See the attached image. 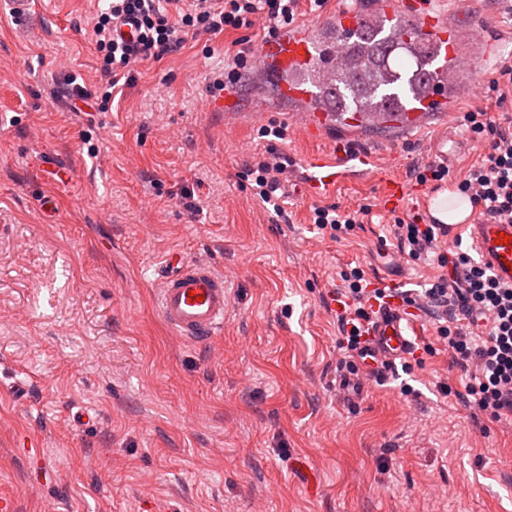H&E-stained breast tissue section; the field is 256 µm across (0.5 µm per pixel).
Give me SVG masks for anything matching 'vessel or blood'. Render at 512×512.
Returning a JSON list of instances; mask_svg holds the SVG:
<instances>
[{
    "mask_svg": "<svg viewBox=\"0 0 512 512\" xmlns=\"http://www.w3.org/2000/svg\"><path fill=\"white\" fill-rule=\"evenodd\" d=\"M383 23L389 26L390 40L400 44L409 42L410 29H418L435 58L425 69L426 95L391 100L383 106L390 125L407 134L427 125L434 113L455 110L461 95L445 91L447 67L466 72L471 85H478L485 78V63L475 54V45L482 40L512 41V27H499L485 15L476 12L470 19L456 20L437 12L419 11L416 0H371L370 7L363 12L342 9L330 22L336 35L326 40L319 59L314 56L313 25L294 27L260 45L257 59L273 63L280 71L279 96L295 105L293 123L306 138L318 140L329 132L328 115L316 107L314 100L318 89H330L337 73L349 68L352 33L361 27ZM372 161L371 152L360 149L337 154L332 161L317 155L306 164L302 179L310 192L317 193L363 172ZM465 228L491 271L500 280L512 282V223H491L472 214ZM502 233L510 235V242L498 243ZM158 276L156 305L175 335L202 343L223 331L230 297L223 274L211 263L175 252ZM373 309L374 317L364 326L361 363L367 377L378 378L396 360L414 350L419 324L403 313L401 301L396 297L374 303Z\"/></svg>",
    "mask_w": 512,
    "mask_h": 512,
    "instance_id": "obj_1",
    "label": "vessel or blood"
}]
</instances>
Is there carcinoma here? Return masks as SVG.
Returning <instances> with one entry per match:
<instances>
[{"instance_id":"1","label":"carcinoma","mask_w":512,"mask_h":512,"mask_svg":"<svg viewBox=\"0 0 512 512\" xmlns=\"http://www.w3.org/2000/svg\"><path fill=\"white\" fill-rule=\"evenodd\" d=\"M353 36L361 52L353 56L349 72L340 77L341 93L333 96V113L336 123L340 124L360 111L365 116L364 127L377 128L380 97L390 91L381 78L383 71L391 68L398 72L399 88L410 92L423 80L419 64L425 61L430 50L415 34L411 36V50L394 45L369 28L359 29Z\"/></svg>"}]
</instances>
